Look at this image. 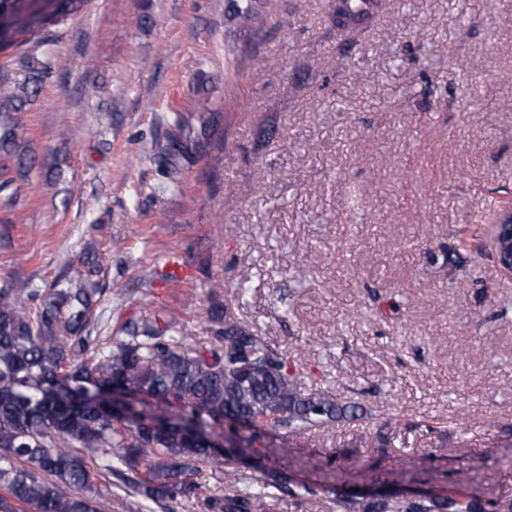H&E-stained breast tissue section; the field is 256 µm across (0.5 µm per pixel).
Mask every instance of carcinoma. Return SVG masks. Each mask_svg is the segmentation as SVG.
Returning a JSON list of instances; mask_svg holds the SVG:
<instances>
[{
	"label": "carcinoma",
	"mask_w": 512,
	"mask_h": 512,
	"mask_svg": "<svg viewBox=\"0 0 512 512\" xmlns=\"http://www.w3.org/2000/svg\"><path fill=\"white\" fill-rule=\"evenodd\" d=\"M84 0H61L48 19L56 23L78 12ZM342 30L371 18L379 0H334L329 4ZM236 14L260 28L265 17L252 0H237ZM34 57L19 56L18 74L0 79V168L16 155L23 110L35 92ZM183 113L173 110L150 151L172 183L192 163L198 142ZM89 278H64L42 295L24 288L0 289V509L13 504L27 512H105L89 495L106 474L151 512L197 499L198 475L224 466V495L205 499L207 512H273L284 495L307 501L320 497L305 485L296 491L288 473L254 457L241 471L245 453L256 448L266 428L298 437L356 416L357 406L329 392L305 393L288 369V357L266 337L228 314L219 301L224 284L210 288L209 340L180 335L181 321L131 322L123 336L93 335L97 305ZM118 388L130 396L112 411L98 396ZM147 399L176 411L197 427H225L236 453L217 459L212 449L191 444L178 428L145 422L135 408ZM336 512H512V499L482 497L412 498L401 494L357 502L335 491Z\"/></svg>",
	"instance_id": "obj_1"
}]
</instances>
